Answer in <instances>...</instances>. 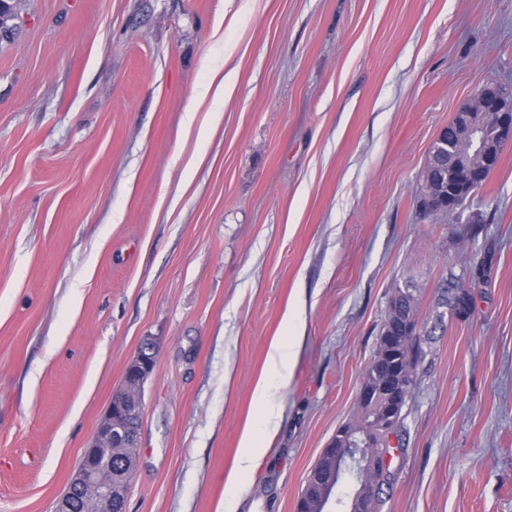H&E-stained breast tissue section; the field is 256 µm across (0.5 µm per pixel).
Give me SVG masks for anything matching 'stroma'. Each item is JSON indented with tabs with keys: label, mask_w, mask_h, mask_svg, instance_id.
<instances>
[{
	"label": "stroma",
	"mask_w": 512,
	"mask_h": 512,
	"mask_svg": "<svg viewBox=\"0 0 512 512\" xmlns=\"http://www.w3.org/2000/svg\"><path fill=\"white\" fill-rule=\"evenodd\" d=\"M10 4L0 512H54L147 338L127 512H295L405 284L427 355L381 512H512V144L464 214L419 207L437 134L512 89V0ZM464 267L475 308L451 322ZM289 327L284 384L267 355ZM261 380L281 418L232 485ZM476 286V278L473 273H468L465 268H462V273L450 275L448 280L442 285V293L445 304L450 307L453 305V300L458 294H466L469 291L474 293Z\"/></svg>",
	"instance_id": "35a3bbf8"
}]
</instances>
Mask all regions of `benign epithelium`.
Returning <instances> with one entry per match:
<instances>
[{
    "label": "benign epithelium",
    "mask_w": 512,
    "mask_h": 512,
    "mask_svg": "<svg viewBox=\"0 0 512 512\" xmlns=\"http://www.w3.org/2000/svg\"><path fill=\"white\" fill-rule=\"evenodd\" d=\"M511 95L495 88L481 89L473 101L457 112L458 123L469 128L472 155L482 163L473 167L463 156L448 163L450 175L468 183L477 177L490 175L496 168L504 146L512 143V113L505 108ZM429 213H451L464 208L468 197L457 195L432 198L427 188ZM156 344L147 338L138 347L127 364L122 387L114 393L103 417L99 421L91 443L84 449L79 468L59 500L55 512H125V498L133 468L135 448L138 447L143 410V390L156 364ZM393 405L388 418L380 426L394 427L402 393L393 378H388ZM373 440L369 432L342 437L330 442L322 455L334 460L336 467L333 485L339 486L346 477L358 472L376 471L388 467V456L378 455L370 448ZM121 452L127 456L126 465L112 466V455Z\"/></svg>",
    "instance_id": "7a95c632"
}]
</instances>
